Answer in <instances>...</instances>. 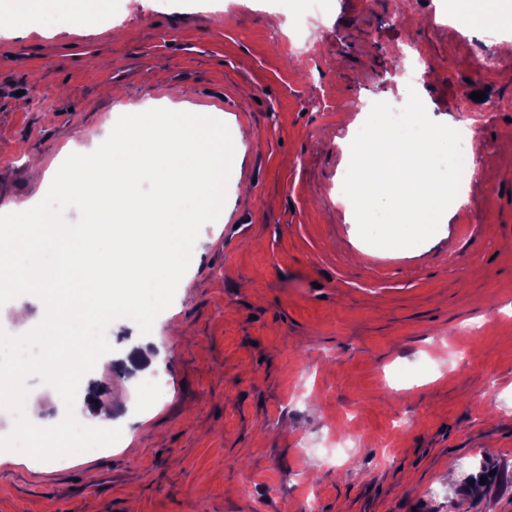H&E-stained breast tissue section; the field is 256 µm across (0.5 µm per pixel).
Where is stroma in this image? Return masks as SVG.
I'll use <instances>...</instances> for the list:
<instances>
[{
    "label": "stroma",
    "instance_id": "35a3bbf8",
    "mask_svg": "<svg viewBox=\"0 0 512 512\" xmlns=\"http://www.w3.org/2000/svg\"><path fill=\"white\" fill-rule=\"evenodd\" d=\"M430 2L325 0L299 60L283 52L288 10L264 0H119L107 30L0 34V225L94 218L90 189L42 188L30 161L101 143L113 113L184 106L225 137L250 131L167 308L83 360L111 448L77 398L95 457L74 455L51 384L31 376L51 425L15 464L24 416L0 413V512H512V57L484 72L480 23L433 24ZM415 51L408 85L394 64ZM370 100L486 143L468 203L412 244L366 247L345 200V118ZM17 298L0 289V336H29L5 371L42 357ZM173 323L189 334L175 350ZM150 376L164 391L147 403ZM348 427L359 478L318 449Z\"/></svg>",
    "mask_w": 512,
    "mask_h": 512
}]
</instances>
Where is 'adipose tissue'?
<instances>
[{
	"instance_id": "ef3b65f1",
	"label": "adipose tissue",
	"mask_w": 512,
	"mask_h": 512,
	"mask_svg": "<svg viewBox=\"0 0 512 512\" xmlns=\"http://www.w3.org/2000/svg\"><path fill=\"white\" fill-rule=\"evenodd\" d=\"M500 34L503 55L512 54V38L502 30L512 21V0L481 15L450 0L448 20L468 29L473 20ZM82 27L79 15L56 16L32 0H19L11 19L15 31ZM202 113L182 110L154 118L140 112L112 115V134L99 148L66 165L68 180L90 185L103 206L97 219L59 224L52 218L32 224L0 226V287L24 291L37 308L42 360L0 379V408L18 406L30 418L19 438L31 441L44 430L39 406L26 392L28 374L47 378L58 400L87 397L81 357L102 350L103 336L93 326L122 319L131 327L147 325L162 309L168 290L191 253L193 228L213 223L224 209V140L201 134ZM389 146L375 165H356L355 181L384 183L382 198L348 192L360 204L372 231L397 241L423 235L461 192L459 175L474 170L485 144L479 132L465 128L461 141L444 127L427 128L423 114L408 127L387 133L371 124L346 144L362 157L372 146ZM451 160L455 176L441 174ZM150 184V196L140 185Z\"/></svg>"
}]
</instances>
